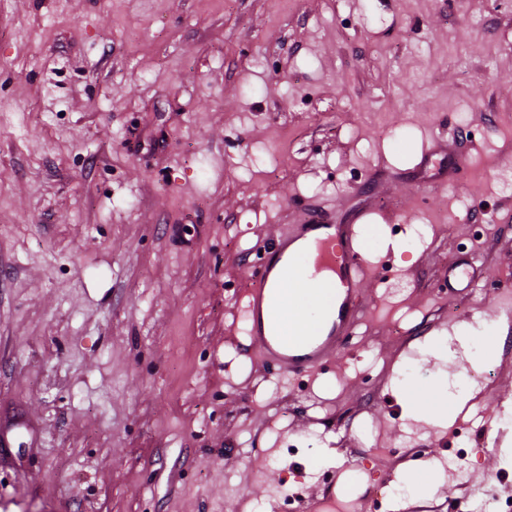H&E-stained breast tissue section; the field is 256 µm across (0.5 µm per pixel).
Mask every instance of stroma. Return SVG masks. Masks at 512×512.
Segmentation results:
<instances>
[{
    "label": "stroma",
    "instance_id": "obj_1",
    "mask_svg": "<svg viewBox=\"0 0 512 512\" xmlns=\"http://www.w3.org/2000/svg\"><path fill=\"white\" fill-rule=\"evenodd\" d=\"M512 0H0V512H272L364 457L458 499L439 340L512 287ZM331 207L390 252L338 368L257 365L252 249ZM474 258L448 290L449 262ZM491 363L512 390V325ZM429 443L431 459L398 440ZM476 480L512 504V459Z\"/></svg>",
    "mask_w": 512,
    "mask_h": 512
}]
</instances>
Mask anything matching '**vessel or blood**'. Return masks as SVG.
Masks as SVG:
<instances>
[{
  "label": "vessel or blood",
  "mask_w": 512,
  "mask_h": 512,
  "mask_svg": "<svg viewBox=\"0 0 512 512\" xmlns=\"http://www.w3.org/2000/svg\"><path fill=\"white\" fill-rule=\"evenodd\" d=\"M374 241L372 233L321 210L256 246L242 298L258 364L285 377H309L335 365L358 322L359 296L377 278L365 262Z\"/></svg>",
  "instance_id": "obj_1"
}]
</instances>
